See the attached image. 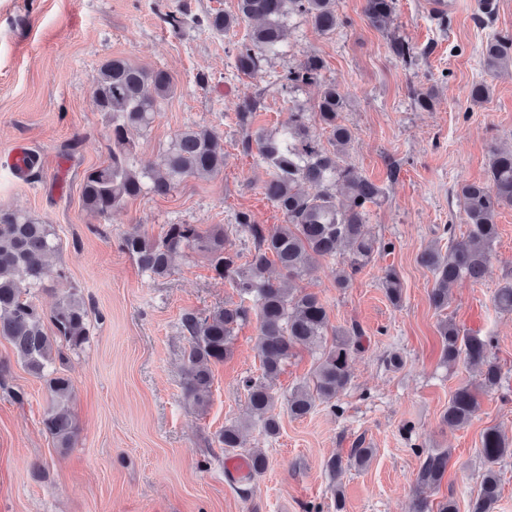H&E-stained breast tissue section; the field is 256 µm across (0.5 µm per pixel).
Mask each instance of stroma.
I'll list each match as a JSON object with an SVG mask.
<instances>
[{
	"instance_id": "stroma-1",
	"label": "stroma",
	"mask_w": 512,
	"mask_h": 512,
	"mask_svg": "<svg viewBox=\"0 0 512 512\" xmlns=\"http://www.w3.org/2000/svg\"><path fill=\"white\" fill-rule=\"evenodd\" d=\"M178 2L0 0V207L52 225L60 251L32 299L48 312L63 285L76 287L90 327L83 349L64 350L58 364L74 387L69 409L77 434L65 451L43 428L49 406L43 383L0 337V512H309L314 505L321 512H413L417 473L435 451L447 452L448 471L430 500L450 496L463 510L483 471V430L497 425L512 439V314L494 305L496 291L512 283V208L496 218L499 237L483 278L458 281L445 311L429 303L433 276L419 256L432 244L447 247L445 225L465 234L458 186L486 179L493 148H512V75L492 79L481 66L488 36L512 32V0H494L488 21L477 17L476 0H451L445 27L428 0H399L386 32L369 25L364 0H336L342 26L323 34L294 18L287 54L252 76L236 71L230 54L244 29L226 36L190 22L172 29L163 17ZM394 34L423 49L415 66L393 54ZM311 54L324 59V79L349 96L343 114L353 132L349 160L384 187L368 224L393 248L376 254L342 291L332 260L301 278L300 287L327 304L330 327L355 324L363 332L351 383L335 406L318 405L300 419L281 413L277 437L252 426L246 445L263 449L268 467L239 485L226 474L216 435L245 411L242 380L260 375L256 326L237 331L230 355L212 367L209 403L196 407L185 393L181 315L237 295L193 250L176 259L168 277L149 279L120 250L119 238L136 226L155 237L168 224H218L233 249L244 252L248 240L232 231L237 211L249 210L269 228L282 223L264 194L259 157L241 152L235 112L261 89L268 95L258 124L266 130L294 108L313 112L317 87L291 94L274 88L284 70ZM116 57L164 69L175 84L152 127L130 135L136 166L159 164L189 124L221 134L228 157L217 176L186 179L166 196H140L104 218L83 207L80 183L85 170L109 160V121L93 111L92 100L101 65ZM479 80L489 81L492 94L477 105L469 92ZM429 87L436 92L433 108L415 107L413 90ZM19 144L39 155L36 176L9 167ZM387 266L404 284L397 307L379 284ZM59 267L67 283L56 278ZM444 319L462 333L495 337L493 354L504 372L501 387L479 391L470 422L453 428L441 416L454 390L476 377L468 364L441 363ZM394 351L406 360L396 372L385 362ZM318 356L317 348H298L272 383L279 399L310 381ZM17 392L23 402L14 400ZM360 441L374 450L370 463L332 476L329 459L348 457Z\"/></svg>"
}]
</instances>
